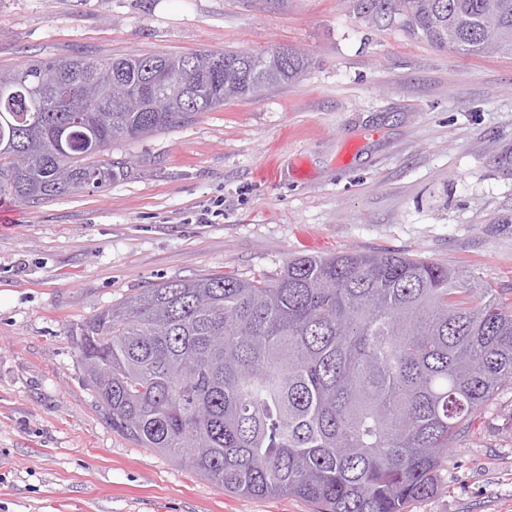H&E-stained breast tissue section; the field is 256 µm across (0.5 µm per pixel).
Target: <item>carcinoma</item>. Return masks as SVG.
<instances>
[{"instance_id":"carcinoma-1","label":"carcinoma","mask_w":512,"mask_h":512,"mask_svg":"<svg viewBox=\"0 0 512 512\" xmlns=\"http://www.w3.org/2000/svg\"><path fill=\"white\" fill-rule=\"evenodd\" d=\"M436 46L512 55V0H361ZM295 51L81 54L0 70L28 109L0 115V197L38 204L130 176L112 144L193 122L299 77ZM163 71L184 102L150 108ZM25 167H12V155ZM112 430L249 497L318 512H406L436 494L448 446L512 385V314L460 271L391 252L288 259L279 274L154 284L77 327Z\"/></svg>"}]
</instances>
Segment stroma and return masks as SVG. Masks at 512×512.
Returning a JSON list of instances; mask_svg holds the SVG:
<instances>
[{
    "mask_svg": "<svg viewBox=\"0 0 512 512\" xmlns=\"http://www.w3.org/2000/svg\"><path fill=\"white\" fill-rule=\"evenodd\" d=\"M290 49L257 99L117 144L127 179L0 199V512H316L245 497L112 431L71 332L153 283L390 251L457 267L512 312V57L441 50L359 0H0V69L80 53ZM224 205L212 222L198 216ZM408 512H512V386Z\"/></svg>",
    "mask_w": 512,
    "mask_h": 512,
    "instance_id": "35a3bbf8",
    "label": "stroma"
}]
</instances>
